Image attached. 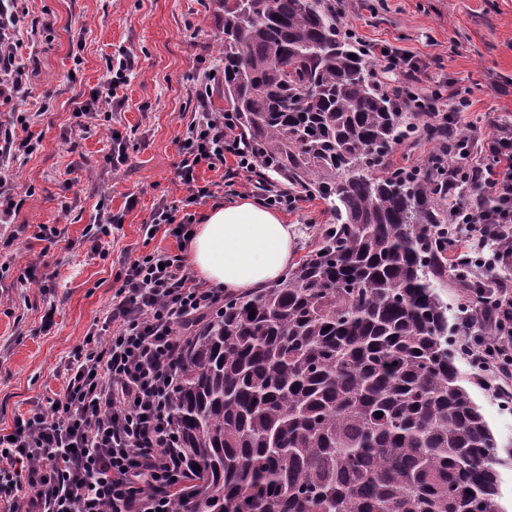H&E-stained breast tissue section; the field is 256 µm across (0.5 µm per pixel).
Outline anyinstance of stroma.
I'll use <instances>...</instances> for the list:
<instances>
[{"instance_id": "obj_1", "label": "stroma", "mask_w": 512, "mask_h": 512, "mask_svg": "<svg viewBox=\"0 0 512 512\" xmlns=\"http://www.w3.org/2000/svg\"><path fill=\"white\" fill-rule=\"evenodd\" d=\"M344 22L361 41L387 45L427 64L423 84L451 82L469 98L459 129L487 113L512 119V0H347ZM17 64L29 97L18 139L35 137L37 152L20 155L8 186L22 204L0 224V428L61 392V370L94 324L102 322L116 281L117 258L164 250L175 238L145 239L143 224L159 203L182 199L180 143L202 108H225L224 80L197 88L218 66L215 40L224 20L220 0H23ZM133 64L118 91L120 105L102 109L89 132L76 109L104 81L113 56ZM128 159L112 169L113 140ZM134 208H127L128 197ZM121 215L103 250L89 232L101 209ZM296 225L303 256L321 225L334 217L324 201L304 197L284 212ZM36 224L57 227L56 244L34 239ZM456 365L488 422L502 460L501 502L512 512V403L480 385L465 357Z\"/></svg>"}]
</instances>
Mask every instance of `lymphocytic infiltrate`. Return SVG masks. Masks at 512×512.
Returning <instances> with one entry per match:
<instances>
[{"instance_id":"1","label":"lymphocytic infiltrate","mask_w":512,"mask_h":512,"mask_svg":"<svg viewBox=\"0 0 512 512\" xmlns=\"http://www.w3.org/2000/svg\"><path fill=\"white\" fill-rule=\"evenodd\" d=\"M18 0H0V99L22 107L28 91L16 65ZM384 86L398 103L420 112L423 129L443 137L421 169L455 189L448 203V248L466 246L462 259L477 285L464 288V315L476 300L489 309L482 323L465 322L462 350L479 382L512 400V284L500 271L512 265V121L489 118L485 128L458 130L468 98L449 83L423 86L413 56L369 44ZM231 112H200L187 127L178 169L187 194L160 203L145 238L158 232L185 240L192 214H179L209 197L201 165L233 160L236 171L255 167L236 134ZM119 286L100 328L87 333L65 367L61 393L0 429V512H167L166 491L182 463L167 415L176 388L178 357L191 329L224 306V291L196 283L182 256L156 250L120 262Z\"/></svg>"}]
</instances>
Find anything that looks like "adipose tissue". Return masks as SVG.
Listing matches in <instances>:
<instances>
[{"instance_id":"ef3b65f1","label":"adipose tissue","mask_w":512,"mask_h":512,"mask_svg":"<svg viewBox=\"0 0 512 512\" xmlns=\"http://www.w3.org/2000/svg\"><path fill=\"white\" fill-rule=\"evenodd\" d=\"M293 225L249 198L209 208L188 241L198 277L233 293L278 281L294 256Z\"/></svg>"}]
</instances>
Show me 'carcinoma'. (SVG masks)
Masks as SVG:
<instances>
[{"mask_svg":"<svg viewBox=\"0 0 512 512\" xmlns=\"http://www.w3.org/2000/svg\"><path fill=\"white\" fill-rule=\"evenodd\" d=\"M219 62L266 177L318 195L336 223L186 343L172 512H504L438 293L450 271L471 277L448 267L444 193L387 162L417 113L341 34L336 0H224Z\"/></svg>","mask_w":512,"mask_h":512,"instance_id":"1","label":"carcinoma"}]
</instances>
